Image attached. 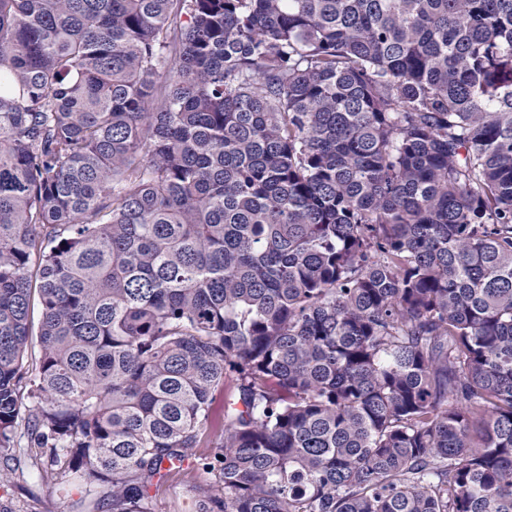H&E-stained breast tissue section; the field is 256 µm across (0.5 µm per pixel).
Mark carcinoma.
Segmentation results:
<instances>
[{
	"instance_id": "carcinoma-1",
	"label": "carcinoma",
	"mask_w": 512,
	"mask_h": 512,
	"mask_svg": "<svg viewBox=\"0 0 512 512\" xmlns=\"http://www.w3.org/2000/svg\"><path fill=\"white\" fill-rule=\"evenodd\" d=\"M21 425L88 512H512V0H0ZM192 484L178 476L169 478L156 491L152 501V512H181L182 505L194 495Z\"/></svg>"
}]
</instances>
